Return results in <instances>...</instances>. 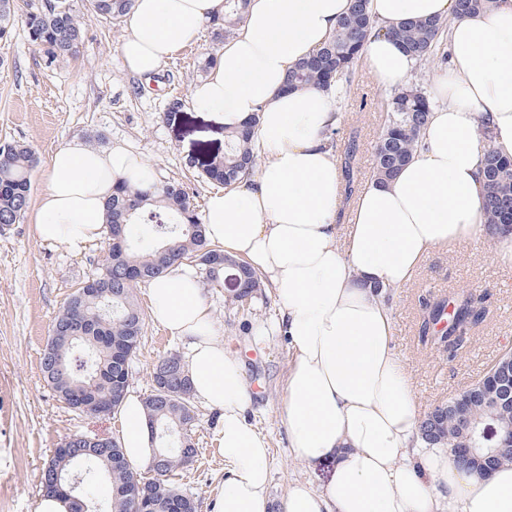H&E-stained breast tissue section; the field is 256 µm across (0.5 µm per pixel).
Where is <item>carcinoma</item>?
<instances>
[{"label":"carcinoma","mask_w":512,"mask_h":512,"mask_svg":"<svg viewBox=\"0 0 512 512\" xmlns=\"http://www.w3.org/2000/svg\"><path fill=\"white\" fill-rule=\"evenodd\" d=\"M95 14L110 22L128 14L134 0H92ZM491 0H456V14L465 16L485 10ZM247 0H224V15L215 19L214 35L218 38L232 32L243 19ZM15 18L14 0H0V38L7 35ZM29 40L40 47L48 65L76 53L85 33V23L67 0H30L25 13ZM447 23L441 20L408 21L387 31L399 40L411 58L421 63L444 52ZM376 32L368 10V0H353L350 12L343 17L335 33L309 58L288 74L289 90L318 88L329 90L351 82L355 67L370 36ZM432 103L416 86H401L387 103L386 117L376 146V176L387 181L412 158L421 132L428 123ZM257 119L225 131L224 155L215 157L203 169L207 180L230 186L251 176L257 164L253 148ZM357 144L349 141L341 167L345 194L354 191ZM36 163L34 153L19 142L0 145V230L20 223L30 199V172ZM483 210L486 234L494 239L512 232V157L495 148L488 149L484 168ZM123 225L125 245L108 249L100 272L93 280L99 291L79 287L56 316L49 340L55 341L63 355L60 365L42 362L45 381L63 399L84 390L100 397L110 396L122 384L121 364L112 357V346L131 344L139 347L144 317L134 301L137 284L167 274L191 259L202 279L214 287L224 286V278L235 274L242 288L228 294L232 303H244L261 292L260 274L248 263L234 259L211 247L194 207L183 186L166 182L160 186L131 189L123 184L107 202V232ZM135 269L142 274L130 280L126 272ZM483 297L458 294L430 306L420 327L424 336L429 326L444 324L448 336V354L453 356L472 333L486 320ZM84 322L81 338L70 340L72 323ZM164 367L170 379L177 382L176 396L163 400L152 394L145 398L150 416L156 419L158 432L169 434L155 440L151 459L157 472L145 512H196L193 494L175 486L170 476L182 468L183 452H197L191 432L196 420L192 404L188 371L181 355L171 353L159 359L152 368ZM503 372L494 364L477 381L463 390H496ZM493 423L507 429L512 426V409L496 415L480 402H461L452 398L427 413L420 424V435L446 448L461 469L475 466L463 449L481 445L480 431ZM107 453L100 457L76 448L75 460L81 462V487L91 503L89 512H135L128 493L133 472L119 443L107 441Z\"/></svg>","instance_id":"carcinoma-1"}]
</instances>
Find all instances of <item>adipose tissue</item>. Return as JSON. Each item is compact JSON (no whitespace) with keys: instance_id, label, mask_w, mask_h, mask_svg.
Masks as SVG:
<instances>
[{"instance_id":"adipose-tissue-1","label":"adipose tissue","mask_w":512,"mask_h":512,"mask_svg":"<svg viewBox=\"0 0 512 512\" xmlns=\"http://www.w3.org/2000/svg\"><path fill=\"white\" fill-rule=\"evenodd\" d=\"M350 7L351 0H250L243 23L190 90L192 107L219 114L225 127L257 120L260 171L208 196L205 233L260 273L280 303L275 329L291 350L283 415L291 457L333 464L324 488L289 487L280 512H512V465L471 475L447 448L421 439L383 298L411 281L432 250L485 233L484 155L492 146L512 156V0L464 18L454 0H369L380 34L362 60L380 84H403L414 66L388 34L406 21H447L448 67L433 78L430 121L411 161L391 180H368L341 226L339 172L326 139L339 123L335 93L283 85ZM223 11L224 0H135L119 46L125 72L154 74ZM123 181H152L143 158L125 147L100 150L75 139L53 150L35 204L38 238L78 250L100 237L106 204ZM148 299L183 347L194 397L222 417L224 481L213 512H271L269 443L247 420L241 365L216 333L197 275L182 266L158 277ZM120 416L124 455L140 469L154 449L143 401L126 398Z\"/></svg>"}]
</instances>
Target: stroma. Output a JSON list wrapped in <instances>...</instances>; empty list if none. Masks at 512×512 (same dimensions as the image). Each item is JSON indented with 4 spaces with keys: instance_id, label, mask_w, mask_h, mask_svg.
Here are the masks:
<instances>
[{
    "instance_id": "stroma-1",
    "label": "stroma",
    "mask_w": 512,
    "mask_h": 512,
    "mask_svg": "<svg viewBox=\"0 0 512 512\" xmlns=\"http://www.w3.org/2000/svg\"><path fill=\"white\" fill-rule=\"evenodd\" d=\"M27 0H16L10 34L0 39V143L31 147L37 165L31 196L42 191L47 159L55 148L78 138L99 148L122 145L140 153L158 180L183 183L190 202L203 210L216 185L200 176L199 163L224 152V123L211 112L188 106L190 86L202 75L198 65L217 56L223 40L205 27L199 42L179 51L147 77L134 78L121 67L118 45L123 24L97 18L90 0H71L86 22L74 59L47 66L27 36ZM392 88L381 85L364 66L336 100L341 114L334 139L345 148L356 139L358 182L373 176L375 147ZM185 102L183 119L171 125L163 111L171 98ZM107 237L73 250L39 240L32 213L0 232V506L5 512H35L41 495L42 469L64 440L74 435L117 438L118 417L72 410L47 385L41 357L57 314L74 291L96 274L108 252ZM471 291L484 295L485 322L456 357L422 344L420 297L433 300ZM214 311L215 329L239 359L251 395L249 421L266 436L271 450L268 497L280 505L290 485L325 486L332 474L328 461L305 465L288 454V431L281 421L286 401L289 349L274 329L279 303L271 289L238 305L222 288L204 286ZM389 306L397 324L395 350L406 363L420 413H428L480 378L504 353L512 352V266L499 263L495 243L482 238L450 252H431L405 286L391 290ZM169 333L146 317L141 345L131 362L129 391L147 397L151 372L161 357L180 352ZM191 466L174 481L194 494L197 512H212L216 488L224 480V460L214 437L220 426L216 410L197 405Z\"/></svg>"
}]
</instances>
